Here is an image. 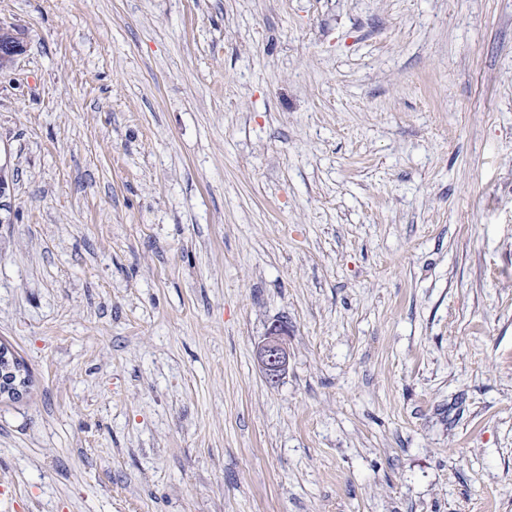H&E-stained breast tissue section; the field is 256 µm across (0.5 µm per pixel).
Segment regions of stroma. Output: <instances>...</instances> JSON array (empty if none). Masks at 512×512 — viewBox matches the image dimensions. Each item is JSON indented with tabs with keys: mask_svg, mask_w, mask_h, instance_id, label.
Masks as SVG:
<instances>
[{
	"mask_svg": "<svg viewBox=\"0 0 512 512\" xmlns=\"http://www.w3.org/2000/svg\"><path fill=\"white\" fill-rule=\"evenodd\" d=\"M0 23V512H512V0ZM0 70L12 68L18 57L25 52V45L20 33L11 26L0 24ZM255 359L268 384L274 385L281 380L288 371L290 359L286 325L275 323L268 328L256 347ZM16 366V358L9 359L7 357V351L4 348H0V391L8 392L11 394H17V388L14 384L17 375L13 370Z\"/></svg>",
	"mask_w": 512,
	"mask_h": 512,
	"instance_id": "35a3bbf8",
	"label": "stroma"
}]
</instances>
